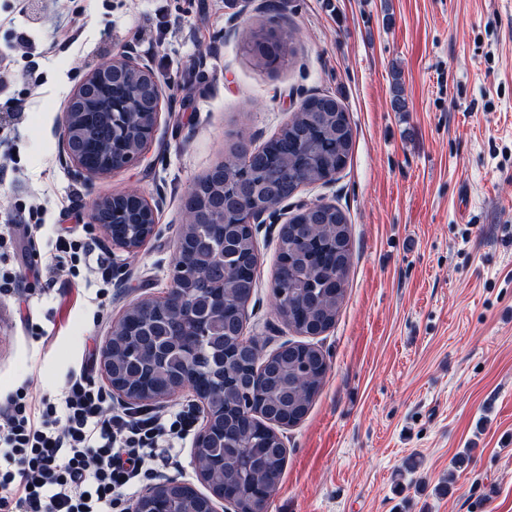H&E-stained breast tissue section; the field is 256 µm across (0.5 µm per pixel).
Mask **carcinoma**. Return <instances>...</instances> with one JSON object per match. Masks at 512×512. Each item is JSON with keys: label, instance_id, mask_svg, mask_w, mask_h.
<instances>
[{"label": "carcinoma", "instance_id": "carcinoma-1", "mask_svg": "<svg viewBox=\"0 0 512 512\" xmlns=\"http://www.w3.org/2000/svg\"><path fill=\"white\" fill-rule=\"evenodd\" d=\"M253 55L273 66L294 55L293 34L283 31L273 51L260 42L247 43ZM313 106L297 113L263 146L256 149L264 161L259 168L249 164L253 188L274 175L281 184L280 195L292 193L294 181L307 185L323 181L331 170L341 172L350 158L353 129L341 103L325 108L321 95L310 94ZM97 145L103 155L112 153L116 143L111 117L98 124ZM137 232L130 215L112 219V233L120 237ZM191 263L204 265L208 284L191 281L186 288L195 297L198 311L209 316L205 326L188 320L181 335L196 336L208 331L201 344L199 386L212 381V374L224 371V436L197 449L198 461L224 458V473L211 477L224 484V495L238 512H268L269 501L283 474L287 448L278 435V421L298 424L318 394L328 369L324 354L312 343L287 341L279 347L273 364L249 358L245 346L256 343L245 336V308L256 286L257 252L255 229L249 224H200L194 233ZM352 262L351 233L344 212L330 206L316 224H290L279 237L275 308L279 316L301 335L322 333L335 323L346 295ZM116 345L132 347L135 355H116L112 361L113 381L132 392L145 384L153 388L170 386V373L182 366V354L175 350L176 336L168 314L151 312L132 322L127 332L113 337ZM151 375L144 382L145 375ZM253 400L251 414L240 410L242 398Z\"/></svg>", "mask_w": 512, "mask_h": 512}]
</instances>
